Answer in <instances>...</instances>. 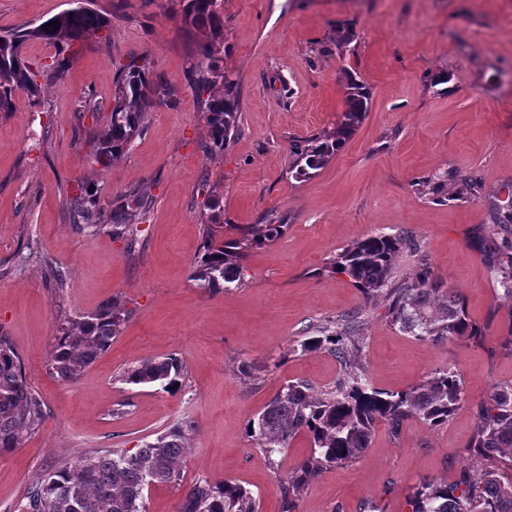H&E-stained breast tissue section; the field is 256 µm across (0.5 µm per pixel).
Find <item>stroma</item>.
<instances>
[{
  "label": "stroma",
  "instance_id": "1",
  "mask_svg": "<svg viewBox=\"0 0 512 512\" xmlns=\"http://www.w3.org/2000/svg\"><path fill=\"white\" fill-rule=\"evenodd\" d=\"M69 0H0V30L36 27ZM111 24L73 47L63 83L40 101L16 91L0 112V336L18 351L47 412L43 427L0 456V512H23L29 487L64 461L110 448H139L190 420L191 452L181 485L154 483L146 512H179L197 478L249 488L260 512H281L278 482L245 424L287 384L334 388L330 353H305L307 331L359 314L361 359L371 387L402 391L439 370L454 372L463 400L446 425L412 419L398 436L378 425L356 461L324 471L295 512H412L413 489L454 480L470 467L476 407L491 387L512 384V303L497 297L476 240L495 207L512 201V0H224L223 67L238 92L239 131L223 156L203 150L201 104L188 84L201 35L180 0H94ZM146 62L179 92L156 106L125 155L93 163L88 135L103 128L122 65ZM371 90L357 132L323 169L290 173L296 141L333 130L344 108L345 72ZM452 172L476 177L475 197L422 187ZM104 197L148 198L138 242L127 249L104 228L76 232L66 197L78 181ZM219 202L207 211V199ZM219 224L282 220L288 230L251 251L243 285L209 292L191 279L206 218ZM375 233L407 234L397 277L425 255L437 280L458 291L479 338L443 345L392 326L385 304L367 301L330 258ZM36 241L67 276L57 290L41 266L20 267ZM120 297L129 318L111 348L73 382L48 362L57 326ZM177 355L181 387L167 393L121 380L123 369ZM258 367L243 382L241 363ZM124 413L113 416L116 405Z\"/></svg>",
  "mask_w": 512,
  "mask_h": 512
}]
</instances>
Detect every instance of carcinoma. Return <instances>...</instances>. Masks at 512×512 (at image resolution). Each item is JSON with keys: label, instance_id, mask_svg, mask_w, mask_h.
I'll return each instance as SVG.
<instances>
[{"label": "carcinoma", "instance_id": "cac0c4a2", "mask_svg": "<svg viewBox=\"0 0 512 512\" xmlns=\"http://www.w3.org/2000/svg\"><path fill=\"white\" fill-rule=\"evenodd\" d=\"M183 2L185 23L210 34L201 48L209 63L191 72L188 83L204 114L205 151L222 155L238 133L236 84L224 73L217 57V46L224 38L222 0ZM51 20L58 21V28L45 21L37 29L0 33V112L11 110L17 89L40 100L44 84L64 79L67 49L109 24L102 14L91 16L80 11L60 13ZM32 38L56 47L58 54L51 63L34 68L27 65L22 47ZM345 78V103L336 128L292 146L290 171L297 178L323 169L355 134L368 111L369 88L349 71ZM174 97L173 91L149 78L146 64L132 61L125 65L116 81L109 122L92 141L94 163L107 167L120 159L142 133L148 112L157 104L174 102ZM67 207L76 230L104 224L113 239L131 247L137 242L138 220L146 211V202L142 195L130 193L103 203L96 185L81 183L68 197ZM287 230L286 224L272 223L202 225L192 280L208 291L241 282L242 262L249 252L271 245ZM25 249L22 262L39 263L54 287H66L65 272L39 250L35 241L27 242ZM480 250L501 298L512 303L511 208L494 211ZM405 251L419 252L417 243L405 235H371L337 253L328 271L347 275L367 300L385 302L391 324L418 340L442 345L479 336V327L469 318L459 295L443 287L426 262H419L408 277L394 276L399 255ZM127 320L128 312L118 297L90 313L65 319L49 360L52 376L63 383L74 381L112 347ZM363 326L361 316L349 315L332 328L315 329L314 335L300 343L303 352L324 350L336 357L342 376L334 389L318 393L306 383H291L246 423V434L275 472L297 434L310 438V455L278 477L281 512H295L298 496L322 470L359 458L377 424H385L396 434L405 420L417 417L428 427L437 428L448 423L462 401L461 380L445 370L406 391L372 388L360 365L358 336ZM184 371L181 359L171 354L146 358L123 370L121 377L130 385L172 392L181 387ZM45 420L43 402L28 386L19 354L7 337L0 336V456L21 448L23 439L38 431ZM192 429L191 423L180 422L134 451L112 448L58 465L29 488L26 512H146L144 491L150 484L180 481L181 464L190 453L188 432ZM470 453L483 463L482 468L461 471L452 484L418 485L412 495L413 512H512V385L494 388L480 404ZM259 510V501L241 484L200 478L186 490L180 512Z\"/></svg>", "mask_w": 512, "mask_h": 512}]
</instances>
